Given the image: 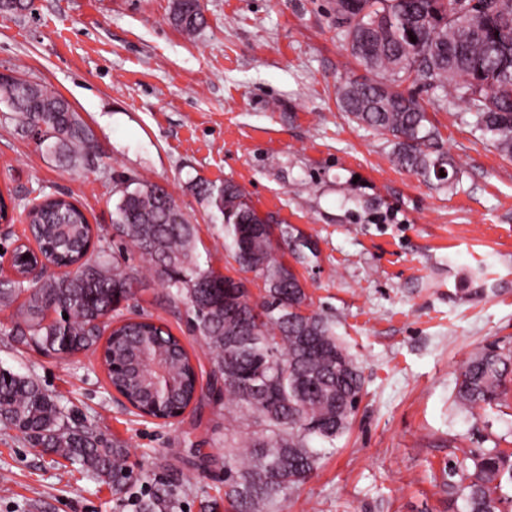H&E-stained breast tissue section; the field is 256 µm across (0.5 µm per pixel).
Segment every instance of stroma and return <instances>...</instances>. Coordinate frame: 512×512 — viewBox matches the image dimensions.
Masks as SVG:
<instances>
[{"label": "stroma", "mask_w": 512, "mask_h": 512, "mask_svg": "<svg viewBox=\"0 0 512 512\" xmlns=\"http://www.w3.org/2000/svg\"><path fill=\"white\" fill-rule=\"evenodd\" d=\"M173 3L31 0L0 12V72L58 91L99 151L94 167L61 164L0 102V190L20 208L68 194L108 230L118 176L159 184L196 224L202 260L235 277L222 217L200 188L237 183L259 215L317 241V262L295 271L365 382L350 431L274 512H462L448 461L477 448L512 453V392L486 411L455 403L469 355L512 346V159L463 122L464 102L428 94L456 181L440 188L394 165L392 143L337 107L338 82L364 69L336 33L333 0H201L207 24L192 38L174 26ZM15 311L0 305V369L33 377L68 415L125 441L144 478L114 493L0 423V512H135L133 500L163 482L185 512L223 498L224 438L244 422L211 403L169 424L138 417L98 350L16 349ZM141 314L204 359L150 278L124 309Z\"/></svg>", "instance_id": "stroma-1"}]
</instances>
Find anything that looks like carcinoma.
<instances>
[{
    "instance_id": "carcinoma-1",
    "label": "carcinoma",
    "mask_w": 512,
    "mask_h": 512,
    "mask_svg": "<svg viewBox=\"0 0 512 512\" xmlns=\"http://www.w3.org/2000/svg\"><path fill=\"white\" fill-rule=\"evenodd\" d=\"M172 21L196 34L206 23L201 0H174ZM333 21L351 55L372 74L340 84L338 105L358 126L393 141L395 165L428 183L452 185L438 131L419 98L401 90L405 83L449 104L465 101L469 125L512 158V0H335ZM0 101L42 132L58 161L90 165L98 158L90 129L61 94L0 75ZM202 192L222 215L224 249L262 281L258 299L242 281L201 261L196 226L163 186L124 180L112 231L145 266L129 263L121 250L110 260H91L95 231L83 211L64 195H46L27 218L39 253L64 273L0 281V301L10 305L24 296L11 328L21 347L74 355L105 340L109 381L138 416L179 418L208 392L251 421L253 433L224 438V501L229 512H271L318 470L326 448L313 443L334 448L349 430L364 379L337 339L333 319L308 310L304 285L278 258L286 250L296 263H310L318 257L310 238L260 216L232 181ZM148 274L164 287L169 306L187 307L190 329L212 365L206 381L168 329L124 318L123 304ZM251 381L269 383L277 399L247 389ZM511 383L512 349L493 342L460 367L456 399L467 411L500 406ZM0 421L18 428L38 454L60 456L115 490L133 481L128 445L71 422L31 377L0 370ZM448 475L464 482V512H501L512 453L484 448L449 465ZM177 507L176 493L164 485L140 501L137 512Z\"/></svg>"
}]
</instances>
